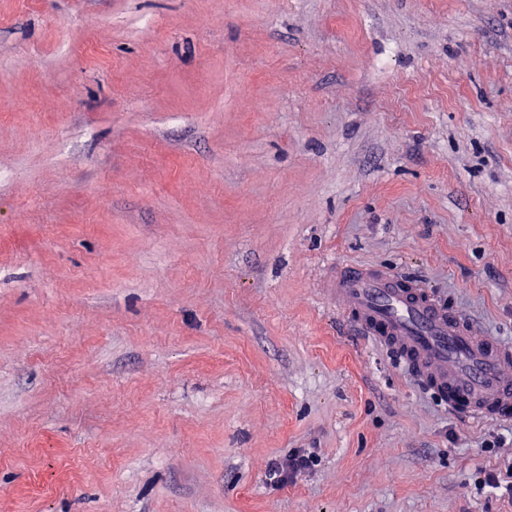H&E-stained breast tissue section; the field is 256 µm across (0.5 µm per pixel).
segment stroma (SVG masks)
<instances>
[{
    "mask_svg": "<svg viewBox=\"0 0 512 512\" xmlns=\"http://www.w3.org/2000/svg\"><path fill=\"white\" fill-rule=\"evenodd\" d=\"M356 264L512 343V0H0V512H512ZM319 456L315 451L301 448L294 450L283 459L275 460L268 466L270 484L281 487L297 478L298 475L312 470L318 464Z\"/></svg>",
    "mask_w": 512,
    "mask_h": 512,
    "instance_id": "35a3bbf8",
    "label": "stroma"
}]
</instances>
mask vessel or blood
<instances>
[{"label":"vessel or blood","instance_id":"b4317fda","mask_svg":"<svg viewBox=\"0 0 512 512\" xmlns=\"http://www.w3.org/2000/svg\"><path fill=\"white\" fill-rule=\"evenodd\" d=\"M330 292L361 334L397 354L451 412L512 419V344L484 335L419 282L384 269L342 267Z\"/></svg>","mask_w":512,"mask_h":512}]
</instances>
